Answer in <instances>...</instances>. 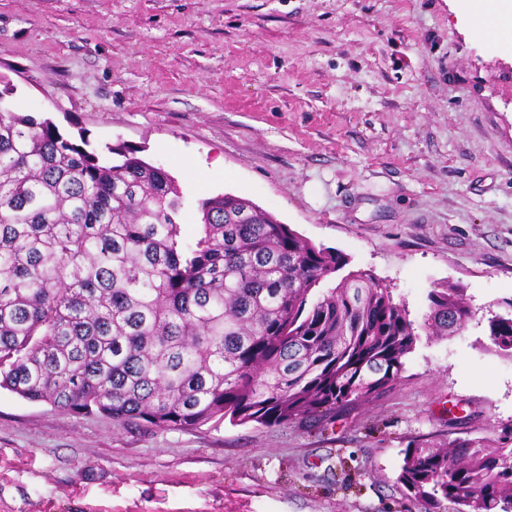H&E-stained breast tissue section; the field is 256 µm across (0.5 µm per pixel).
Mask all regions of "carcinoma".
<instances>
[{
    "mask_svg": "<svg viewBox=\"0 0 512 512\" xmlns=\"http://www.w3.org/2000/svg\"><path fill=\"white\" fill-rule=\"evenodd\" d=\"M0 90V389L121 425L192 430L213 419L287 424L391 387L420 336L475 319L459 283L422 323L392 289L251 201L199 202L184 233L175 180L126 148L100 159ZM512 359V301L486 318ZM426 512H512V433L412 441L397 477Z\"/></svg>",
    "mask_w": 512,
    "mask_h": 512,
    "instance_id": "1",
    "label": "carcinoma"
}]
</instances>
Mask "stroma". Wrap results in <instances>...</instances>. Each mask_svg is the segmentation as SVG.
Returning a JSON list of instances; mask_svg holds the SVG:
<instances>
[{
	"instance_id": "obj_1",
	"label": "stroma",
	"mask_w": 512,
	"mask_h": 512,
	"mask_svg": "<svg viewBox=\"0 0 512 512\" xmlns=\"http://www.w3.org/2000/svg\"><path fill=\"white\" fill-rule=\"evenodd\" d=\"M12 103L87 151L126 147L185 198L248 199L413 320L462 284L512 299V32L456 0H0ZM486 321L420 340L370 401L279 426L123 427L0 390V512H424L410 441L512 431Z\"/></svg>"
}]
</instances>
